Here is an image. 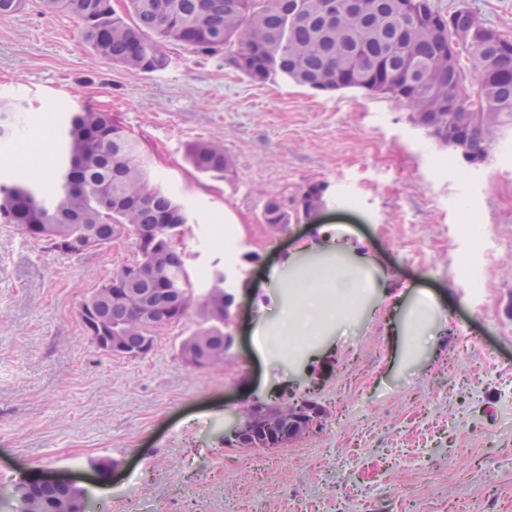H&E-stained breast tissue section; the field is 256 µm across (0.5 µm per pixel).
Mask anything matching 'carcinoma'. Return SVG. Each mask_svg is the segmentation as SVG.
<instances>
[{
    "instance_id": "cac0c4a2",
    "label": "carcinoma",
    "mask_w": 512,
    "mask_h": 512,
    "mask_svg": "<svg viewBox=\"0 0 512 512\" xmlns=\"http://www.w3.org/2000/svg\"><path fill=\"white\" fill-rule=\"evenodd\" d=\"M134 21L115 14L111 0H40L44 13L62 11L82 23V36L101 58L151 73L169 65L165 44L211 53L235 44V66L263 82L282 75L318 90H362L383 95L409 110V120L467 165L484 163L495 132L512 126V47L470 12L451 13L453 31L429 32L396 19L395 0H372L371 15L330 16L334 0H128ZM415 15L429 22L444 14L429 0H415ZM458 67L448 68V55ZM473 80L463 81L464 61ZM20 130L17 107L0 104V140ZM54 190L42 196L34 175L0 187V224L62 255L100 250L122 237L134 241L135 268L112 273L84 304L88 318L106 336H118L127 352L148 353L162 326L183 318L191 306L187 267L176 243L190 216L152 183L139 141L112 114L86 107L71 113L59 133ZM187 162L200 174L224 178L230 165L224 146L211 140L187 145ZM327 185L311 183L299 205L305 215L323 207ZM265 223L279 230L290 221L277 201L264 209ZM233 282L214 273L200 303L205 327L181 345L197 367L224 362L234 339L229 331ZM278 441L274 432L248 433L236 445L260 449ZM39 512H55L62 498L78 507L75 488L35 486Z\"/></svg>"
}]
</instances>
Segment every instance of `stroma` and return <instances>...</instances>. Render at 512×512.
I'll return each mask as SVG.
<instances>
[{
	"label": "stroma",
	"mask_w": 512,
	"mask_h": 512,
	"mask_svg": "<svg viewBox=\"0 0 512 512\" xmlns=\"http://www.w3.org/2000/svg\"><path fill=\"white\" fill-rule=\"evenodd\" d=\"M430 3L512 39V0ZM166 52L158 72L113 64L37 0L0 19V101L23 121L0 145V181L53 160L68 113L111 112L190 214L179 247L195 300L147 355L109 354L79 308L135 259L133 241L68 256L0 224V512H15L25 475L71 480L85 512H512V127L470 167L393 100L253 82L230 45ZM200 139L223 144V180L187 164ZM315 182L327 201L307 216L298 199ZM270 200L291 216L284 231L263 219ZM317 224L360 240L374 286L348 321L262 357L255 331H275L287 298L274 270L330 260L301 251ZM245 252L258 262L241 265ZM216 268L243 281L234 343L196 368L180 345ZM425 293L434 310L413 341L407 317ZM307 393L321 429L274 451L225 444L252 401ZM99 461L118 468L101 474Z\"/></svg>",
	"instance_id": "1"
}]
</instances>
